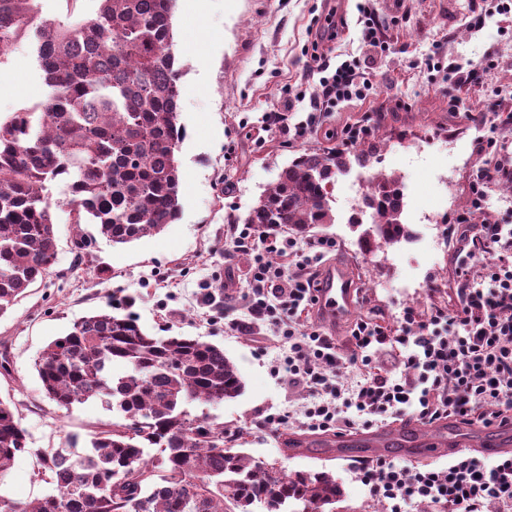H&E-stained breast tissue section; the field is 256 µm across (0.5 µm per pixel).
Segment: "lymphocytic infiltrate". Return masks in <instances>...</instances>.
I'll list each match as a JSON object with an SVG mask.
<instances>
[{"label":"lymphocytic infiltrate","mask_w":512,"mask_h":512,"mask_svg":"<svg viewBox=\"0 0 512 512\" xmlns=\"http://www.w3.org/2000/svg\"><path fill=\"white\" fill-rule=\"evenodd\" d=\"M323 76L313 108L341 100L363 99L371 87L355 61L331 66L313 54ZM495 137L485 148L491 162L471 183L469 211L456 216L464 230L456 254L459 279L453 310L424 312L407 307L396 328L359 320L352 342L362 355L356 383L344 382L347 363L332 336L312 321L314 268L335 250V239L299 240L276 236L253 225L233 224L229 238L235 251L252 255L247 311L249 320L231 319L230 331L243 333L251 320L273 326L288 348L276 371L289 384L306 390L301 415L305 427L327 431L349 427L355 409L365 427L412 417L423 422L455 418L467 424H512V227L501 224L484 207L489 184L512 183V156L495 154ZM279 263H272V256ZM395 350L406 372L393 376L376 352ZM372 496L404 506L427 504L440 512H504L512 507V452L485 462L455 454L445 471L409 470L380 460L357 471Z\"/></svg>","instance_id":"f902f5d3"}]
</instances>
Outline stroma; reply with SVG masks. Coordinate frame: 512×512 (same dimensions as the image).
Returning a JSON list of instances; mask_svg holds the SVG:
<instances>
[{
	"instance_id": "1",
	"label": "stroma",
	"mask_w": 512,
	"mask_h": 512,
	"mask_svg": "<svg viewBox=\"0 0 512 512\" xmlns=\"http://www.w3.org/2000/svg\"><path fill=\"white\" fill-rule=\"evenodd\" d=\"M362 0H208L204 15L175 6L174 54L180 70V121L186 129L178 157L181 212L163 232L115 247L96 225L71 224L68 209L56 212L55 272L29 288L26 296L0 316V349L8 351L9 375H0V396L11 399L35 447L64 448L67 437L88 440L111 412L89 402L71 411L57 409L44 396L34 369L39 352L64 334L71 323L104 307L108 298L130 297L143 329L154 336H197L223 346L245 388L220 404H197L191 411L242 429L250 437L242 450L257 462H279L287 471H325L342 484L345 495L335 512H386L356 477L358 466L333 458L291 455L288 437L313 439L297 422L267 424L268 416L299 410L305 392L282 382L274 372L280 352L266 325L231 335L220 304L208 298L214 283L232 296L243 316L247 272L252 258L233 253L226 239L231 221H243L281 169L305 149L341 144L345 127L367 122L369 142L380 156L373 171L400 175L408 186V204L418 211L437 207L435 181L453 175L454 198L444 224L413 225L410 241L365 252L361 227L336 219L322 229L336 240L326 262L355 272L362 292L353 318L331 334L341 353L353 354V319L371 318L394 326L406 306L453 308L456 303L457 234L451 219L470 205L468 178L482 166L477 140L486 134L476 102L498 101L499 113L512 115V99L499 90L512 85V18L491 10L488 0H369L383 29L388 50L363 41ZM338 12L346 24L326 43L331 63L356 60L373 78L366 99L340 103L318 114L303 138L286 128L306 119L311 93L321 78L309 64L311 32ZM484 16L470 27L472 14ZM442 56L473 75L459 87L443 69L428 65ZM0 81V114L45 102L47 87L28 42L16 44ZM288 120L265 126L266 116ZM92 238L77 256L76 234ZM49 484L34 474V460L23 454L0 479V493L31 501L46 495Z\"/></svg>"
}]
</instances>
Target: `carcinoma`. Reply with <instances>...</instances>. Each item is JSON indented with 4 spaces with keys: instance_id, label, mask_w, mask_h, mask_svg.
<instances>
[{
    "instance_id": "cac0c4a2",
    "label": "carcinoma",
    "mask_w": 512,
    "mask_h": 512,
    "mask_svg": "<svg viewBox=\"0 0 512 512\" xmlns=\"http://www.w3.org/2000/svg\"><path fill=\"white\" fill-rule=\"evenodd\" d=\"M73 22L47 16L43 0H0V64L33 36L49 88L37 108L0 116V315L57 261L55 210L95 224L114 246L161 233L181 211L179 117L172 14L176 0H94ZM368 149L312 148L284 167L244 220L299 234L334 222L328 188ZM63 182L65 202L52 197ZM400 179L376 174L365 250L410 237ZM132 300L72 323L39 353L35 369L57 408L97 402L123 422L86 447L32 448L11 401L0 398V477L35 457L54 492L23 502L0 495V512H326L344 489L326 472H287L224 446V426L192 414L195 403L239 397L244 383L224 348L191 336L145 332ZM127 366L122 373L114 363Z\"/></svg>"
}]
</instances>
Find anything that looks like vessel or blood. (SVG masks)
<instances>
[{
  "label": "vessel or blood",
  "instance_id": "b4317fda",
  "mask_svg": "<svg viewBox=\"0 0 512 512\" xmlns=\"http://www.w3.org/2000/svg\"><path fill=\"white\" fill-rule=\"evenodd\" d=\"M354 281L350 269L331 265L323 270L314 295L318 317L324 324H335L356 307L360 293ZM327 451L352 461L384 457L425 460L447 453L448 431L440 427L427 436L417 431L413 424L404 423L391 434L378 431L358 436H336L329 442Z\"/></svg>",
  "mask_w": 512,
  "mask_h": 512
}]
</instances>
